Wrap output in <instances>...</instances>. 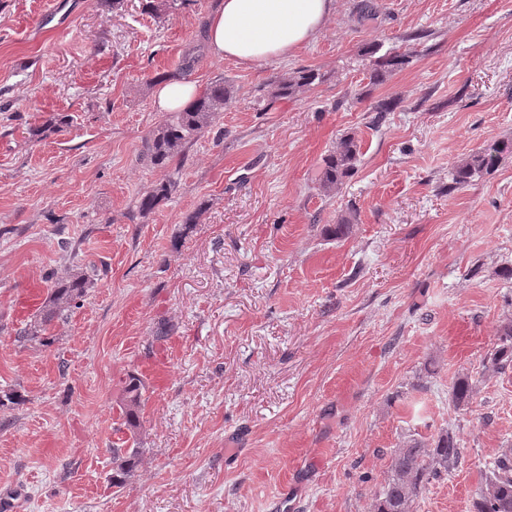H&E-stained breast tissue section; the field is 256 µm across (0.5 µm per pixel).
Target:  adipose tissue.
<instances>
[{
	"label": "adipose tissue",
	"instance_id": "1",
	"mask_svg": "<svg viewBox=\"0 0 512 512\" xmlns=\"http://www.w3.org/2000/svg\"><path fill=\"white\" fill-rule=\"evenodd\" d=\"M336 11V0H222L207 19L212 55L251 67L291 55L316 39ZM196 81L162 80L153 90L155 107L179 112L197 98Z\"/></svg>",
	"mask_w": 512,
	"mask_h": 512
}]
</instances>
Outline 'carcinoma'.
Masks as SVG:
<instances>
[{
	"label": "carcinoma",
	"mask_w": 512,
	"mask_h": 512,
	"mask_svg": "<svg viewBox=\"0 0 512 512\" xmlns=\"http://www.w3.org/2000/svg\"><path fill=\"white\" fill-rule=\"evenodd\" d=\"M406 61L407 53L400 51H391L376 58L368 66L370 81L380 82L386 70L400 68ZM316 80L318 75L308 69L295 71L286 77H276L271 81L272 97H296L308 90ZM231 100V92L224 86V79L212 81L204 94L186 110L173 113L149 134L144 142L143 160L153 166L169 165L182 156L186 145L216 122ZM360 154L361 144L355 137L340 139L336 148L323 160L317 187L321 195L330 197L340 191L345 180L354 172ZM507 156H512V139L498 140L457 164L452 173L453 183L466 185L474 178L494 170ZM172 188L174 183L168 182L143 195L137 201L138 210L148 212L154 209ZM43 280L48 286L47 297L34 319L19 330L18 336L24 341L44 345L48 343L45 337L48 326L77 305L87 288L91 287V281L78 273L58 277L53 271L47 273ZM490 361L498 369L512 364V320L501 326L499 346L491 354ZM142 389L143 383L139 377L131 375L126 379L120 407L122 422L117 431L130 433L132 439L142 427ZM459 457L457 440L449 431L440 435L432 447L417 439L410 440L394 452L388 480L375 496L374 512H413L415 501L425 484L439 474L453 470ZM139 462L138 448L112 449V486L122 487ZM474 507L475 512H512V457L505 454L494 463L478 490Z\"/></svg>",
	"instance_id": "obj_1"
}]
</instances>
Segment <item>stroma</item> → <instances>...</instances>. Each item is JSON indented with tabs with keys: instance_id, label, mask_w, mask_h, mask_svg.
<instances>
[{
	"instance_id": "35a3bbf8",
	"label": "stroma",
	"mask_w": 512,
	"mask_h": 512,
	"mask_svg": "<svg viewBox=\"0 0 512 512\" xmlns=\"http://www.w3.org/2000/svg\"><path fill=\"white\" fill-rule=\"evenodd\" d=\"M357 2L336 0L295 55L245 69L210 54L218 0H0V503L372 512L394 451L450 431L458 464L416 512H473L512 449V367L489 361L512 318V159L465 186L451 171L512 138V0H373L362 22ZM375 47L412 57L373 85ZM182 67L233 99L182 161L155 167L141 156L166 118L154 85ZM299 68L319 83L271 99ZM347 135L357 170L320 195ZM345 216L347 236L323 234ZM53 268L92 286L49 346L19 343L17 296ZM131 373L142 456L116 488Z\"/></svg>"
}]
</instances>
